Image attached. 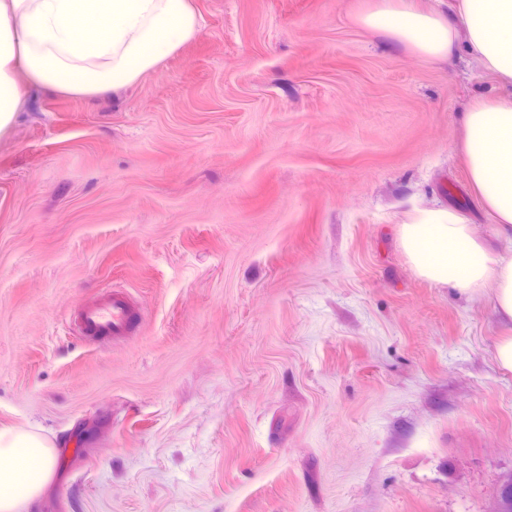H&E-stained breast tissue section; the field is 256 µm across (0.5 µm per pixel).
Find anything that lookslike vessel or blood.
Instances as JSON below:
<instances>
[{
    "label": "vessel or blood",
    "mask_w": 512,
    "mask_h": 512,
    "mask_svg": "<svg viewBox=\"0 0 512 512\" xmlns=\"http://www.w3.org/2000/svg\"><path fill=\"white\" fill-rule=\"evenodd\" d=\"M141 313L129 295L115 291L80 308L69 320L73 334L103 339H128L133 335Z\"/></svg>",
    "instance_id": "1"
}]
</instances>
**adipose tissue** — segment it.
Instances as JSON below:
<instances>
[{"instance_id":"ef3b65f1","label":"adipose tissue","mask_w":512,"mask_h":512,"mask_svg":"<svg viewBox=\"0 0 512 512\" xmlns=\"http://www.w3.org/2000/svg\"><path fill=\"white\" fill-rule=\"evenodd\" d=\"M360 21L433 60L466 51L497 78L502 93L465 114L462 157L479 203L512 237V0H456L449 16L375 0ZM197 31L189 0H0V129L22 110L27 84L93 100L155 70ZM401 243L430 282L475 297L494 280L496 309L512 323V251L492 254L464 213L416 211ZM53 469L48 439L0 428V512H24Z\"/></svg>"}]
</instances>
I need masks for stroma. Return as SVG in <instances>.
I'll list each match as a JSON object with an SVG mask.
<instances>
[{"instance_id": "1", "label": "stroma", "mask_w": 512, "mask_h": 512, "mask_svg": "<svg viewBox=\"0 0 512 512\" xmlns=\"http://www.w3.org/2000/svg\"><path fill=\"white\" fill-rule=\"evenodd\" d=\"M371 0H191L196 36L0 131V428L65 449L27 512H496L512 373L495 284L420 277L413 208L475 202L499 93L363 26ZM115 290L137 336L69 333Z\"/></svg>"}]
</instances>
